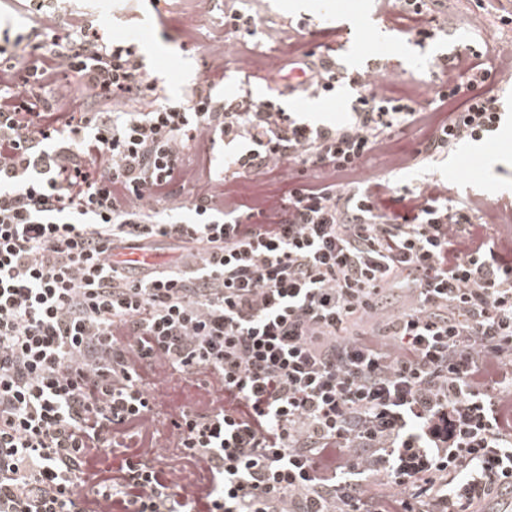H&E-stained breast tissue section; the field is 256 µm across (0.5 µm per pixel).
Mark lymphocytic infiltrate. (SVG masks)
<instances>
[{
    "instance_id": "f902f5d3",
    "label": "lymphocytic infiltrate",
    "mask_w": 512,
    "mask_h": 512,
    "mask_svg": "<svg viewBox=\"0 0 512 512\" xmlns=\"http://www.w3.org/2000/svg\"><path fill=\"white\" fill-rule=\"evenodd\" d=\"M36 30L25 73L0 62V512H479L512 487V203L493 228L445 181L398 197L356 177L497 131L511 40L489 64L459 52L430 116L419 89L288 43L278 76L352 89L350 119L319 124L207 86L173 105L132 47ZM411 124L422 149L394 153ZM289 165L317 181L238 194ZM160 238L171 262L113 257ZM174 375L204 391L163 436Z\"/></svg>"
}]
</instances>
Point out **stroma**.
<instances>
[{
	"label": "stroma",
	"instance_id": "stroma-1",
	"mask_svg": "<svg viewBox=\"0 0 512 512\" xmlns=\"http://www.w3.org/2000/svg\"><path fill=\"white\" fill-rule=\"evenodd\" d=\"M44 0H0V45L21 42L32 49L36 9ZM192 0H67V11L90 19L108 18L105 33L114 39L133 38L149 71L165 79L171 95L190 93L207 78L217 81V92L232 95L240 90L264 96V73L279 61V54L262 41L270 27H282L288 36L306 46H334L337 63L353 68L360 57L394 73V91L401 94L412 82L434 87L451 71L453 59L464 46L492 57L497 44L512 37V24L502 25L484 15L474 0H435L434 15H447L448 24L434 39L422 41L394 21L385 20L374 0H217L212 13L198 25L195 43L185 42L172 23V15L189 10ZM239 9L255 20L254 35H225L221 56L208 55L204 47L213 34L224 29L227 7ZM293 112L307 113L319 122H340L346 117L343 96L311 97L300 93L287 102ZM388 177L395 192L418 185L423 177L446 179L454 199L476 197L483 202L482 223L501 204L512 202V115L499 133L484 142L463 145L427 172H388L382 158L365 159L360 179Z\"/></svg>",
	"mask_w": 512,
	"mask_h": 512
}]
</instances>
